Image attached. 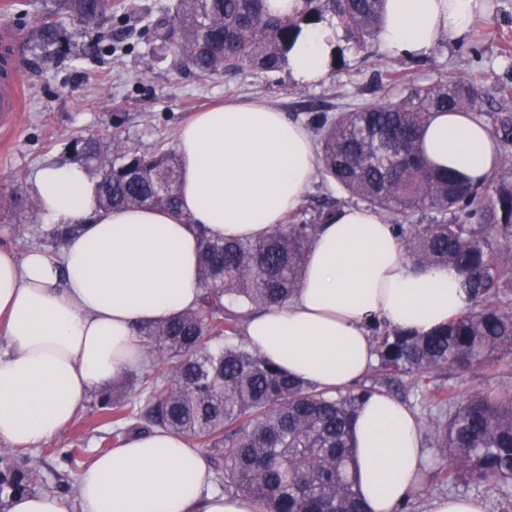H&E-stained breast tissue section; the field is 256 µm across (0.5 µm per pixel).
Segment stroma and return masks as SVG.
<instances>
[{
	"mask_svg": "<svg viewBox=\"0 0 512 512\" xmlns=\"http://www.w3.org/2000/svg\"><path fill=\"white\" fill-rule=\"evenodd\" d=\"M53 0H0V22L19 36L20 63L25 69V108L11 124L0 127V247L16 253L38 248L59 252L60 244L47 237L41 221L26 217L22 201L33 199V175L51 163H70L73 139L89 135L111 139L120 136L128 146L143 151L156 145L174 149L179 125L195 112L227 100L243 103L262 101L299 122L312 113L359 101H387L396 95L387 84L377 83L378 72L395 68L406 71L417 83L435 77L433 67L415 66L384 56L377 42L358 52L345 53L348 71L325 81L302 86L288 71L268 76L241 73L204 77L177 68L172 55L159 49L148 20L171 5L172 0H129L130 9H116L101 29L102 49L82 52L89 40L84 30L68 25L72 53L45 55L35 50L30 33L51 17ZM479 25L486 38L481 69L470 67L465 48L443 43L431 53L444 63L448 78L471 82L483 98L484 109L496 107V81L506 78L498 64V52L512 43V0H485ZM96 393H89L72 422L60 434L37 448L16 449L0 443V460L23 470H34L30 486L34 492L74 496L76 476L65 454L82 449L87 460L101 451L107 427L97 417ZM421 490L408 503L406 512H424L427 501L439 495H479L487 512H502L494 491L475 489L466 483L448 485L437 476L436 466Z\"/></svg>",
	"mask_w": 512,
	"mask_h": 512,
	"instance_id": "35a3bbf8",
	"label": "stroma"
}]
</instances>
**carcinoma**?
I'll return each instance as SVG.
<instances>
[{"label":"carcinoma","instance_id":"obj_1","mask_svg":"<svg viewBox=\"0 0 512 512\" xmlns=\"http://www.w3.org/2000/svg\"><path fill=\"white\" fill-rule=\"evenodd\" d=\"M55 2L60 19L31 34L49 53L70 49L64 21L92 30L112 7H125L112 0ZM383 10L384 0H303L288 17L270 13L265 0H174L153 25L162 47L201 74H272L286 64L302 27L334 16L352 47L362 49ZM383 79L399 89L395 100L364 99L333 114L315 112L308 121L319 134L318 175L346 199L302 208L256 240L203 239L197 305L136 328L168 369L125 374L100 391L99 421L112 426V442L138 429L179 434L206 449L223 491L256 499L262 512H367L351 475L349 424L364 398L406 378L425 386L438 412L427 445L439 451L443 480L495 488L503 512H512V394L444 382L445 372L475 365L512 372V180L494 174L493 190H485L421 156L432 113L477 111L471 84L442 73L417 84L397 69L385 70ZM485 128L497 163H511L512 114L491 113ZM73 150L97 178L101 207L177 208L179 161L169 150L141 153L120 138L109 146L94 136L76 140ZM346 201L391 224L414 263L455 269L470 307L427 335L370 321L375 374L337 395L250 347H207L237 333L254 307L288 306L320 226ZM30 478L0 465V497L23 492Z\"/></svg>","mask_w":512,"mask_h":512}]
</instances>
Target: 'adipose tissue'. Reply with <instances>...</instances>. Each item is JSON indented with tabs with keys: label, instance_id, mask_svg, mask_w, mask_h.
<instances>
[{
	"label": "adipose tissue",
	"instance_id": "ef3b65f1",
	"mask_svg": "<svg viewBox=\"0 0 512 512\" xmlns=\"http://www.w3.org/2000/svg\"><path fill=\"white\" fill-rule=\"evenodd\" d=\"M479 0H385L381 51L425 57L467 38ZM340 31L304 28L286 65L300 84L329 75ZM430 163L482 184L493 144L468 112H437L423 139ZM179 213L99 209L96 182L78 164L42 167L34 198L44 226L78 225L59 258L0 249V443L54 439L86 396L141 364L138 324L194 307L203 238L254 239L299 210L317 169L305 128L262 103L196 113L177 135ZM468 307L452 268L414 265L389 224L348 205L323 225L287 308L251 315L252 347L290 375L343 391L376 361L365 324L378 317L425 335ZM355 483L368 512H399L421 489L428 462L422 424L402 401L375 394L350 427ZM198 448L168 431L132 434L98 456L76 497L21 494L8 512H260L256 500L210 488Z\"/></svg>",
	"mask_w": 512,
	"mask_h": 512
}]
</instances>
